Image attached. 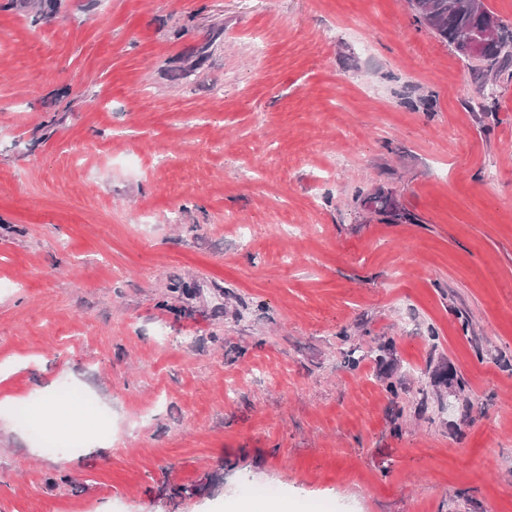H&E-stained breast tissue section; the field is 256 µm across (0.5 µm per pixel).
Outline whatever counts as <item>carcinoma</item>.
Listing matches in <instances>:
<instances>
[{
    "instance_id": "obj_1",
    "label": "carcinoma",
    "mask_w": 512,
    "mask_h": 512,
    "mask_svg": "<svg viewBox=\"0 0 512 512\" xmlns=\"http://www.w3.org/2000/svg\"><path fill=\"white\" fill-rule=\"evenodd\" d=\"M409 5L420 24L456 49L468 36L479 39L477 52L465 56V60L472 63V72L480 79L483 102L478 109L491 111L485 101L495 100L497 78L512 70V28L498 22L492 32H487L494 13L485 6H475L473 0H409Z\"/></svg>"
}]
</instances>
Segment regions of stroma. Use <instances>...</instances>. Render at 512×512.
Returning a JSON list of instances; mask_svg holds the SVG:
<instances>
[{"instance_id":"1","label":"stroma","mask_w":512,"mask_h":512,"mask_svg":"<svg viewBox=\"0 0 512 512\" xmlns=\"http://www.w3.org/2000/svg\"><path fill=\"white\" fill-rule=\"evenodd\" d=\"M33 2L0 10V512H512V80L479 111L408 0ZM64 387L67 466L15 416Z\"/></svg>"}]
</instances>
